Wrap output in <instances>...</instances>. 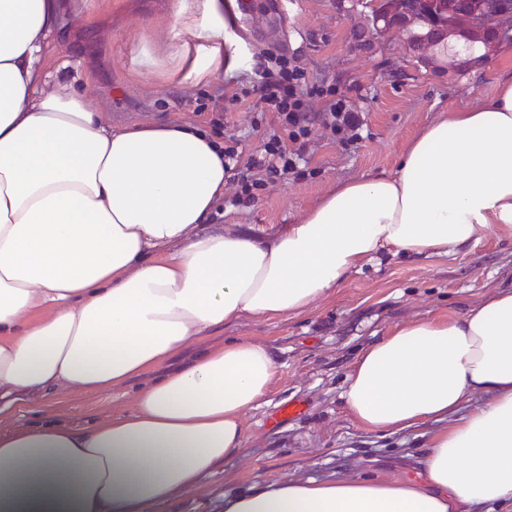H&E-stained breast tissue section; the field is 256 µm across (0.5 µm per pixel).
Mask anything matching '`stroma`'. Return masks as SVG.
<instances>
[{
    "label": "stroma",
    "instance_id": "35a3bbf8",
    "mask_svg": "<svg viewBox=\"0 0 512 512\" xmlns=\"http://www.w3.org/2000/svg\"><path fill=\"white\" fill-rule=\"evenodd\" d=\"M224 0V65L199 78L191 61L202 55L205 19L192 30L173 24L176 0H62L57 31L43 53L48 85L66 83L100 105L113 127L171 122L208 130L221 96L242 97L228 133L246 152L259 149L248 86L239 77L267 48L300 55L310 80L348 96L364 118L363 138L344 145L313 132L298 173L259 191L249 206L219 201L206 227L283 232L331 189L365 175L394 171L408 145L441 112L495 96L512 72V44L485 64L441 74L424 63L406 34L364 30L367 0ZM512 289V224L493 225L479 240L445 256L384 252L351 273L310 309L288 317L237 324L207 334L199 348L246 339L274 354L270 389L243 417L245 441L200 489L167 512H224L225 493L293 478L418 479L422 460L447 422L393 435L362 428L341 393L361 349L397 325L448 319ZM134 386L111 393H52L30 401L0 429L48 419L82 428L131 410ZM299 413H285L288 403Z\"/></svg>",
    "mask_w": 512,
    "mask_h": 512
}]
</instances>
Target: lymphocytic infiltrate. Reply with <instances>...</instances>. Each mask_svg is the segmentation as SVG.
Segmentation results:
<instances>
[{"mask_svg":"<svg viewBox=\"0 0 512 512\" xmlns=\"http://www.w3.org/2000/svg\"><path fill=\"white\" fill-rule=\"evenodd\" d=\"M251 84L257 109L274 113L275 120L265 131L260 150L247 162L239 160L238 139L231 136L224 143L225 167H240L233 177L234 203L255 202L256 189L292 173L308 149L313 130H323L346 145L360 141L363 122L347 97L334 87L310 83L300 57L286 49L265 50L253 68ZM316 100L321 108H313Z\"/></svg>","mask_w":512,"mask_h":512,"instance_id":"1","label":"lymphocytic infiltrate"}]
</instances>
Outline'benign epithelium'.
<instances>
[{
	"instance_id": "7a95c632",
	"label": "benign epithelium",
	"mask_w": 512,
	"mask_h": 512,
	"mask_svg": "<svg viewBox=\"0 0 512 512\" xmlns=\"http://www.w3.org/2000/svg\"><path fill=\"white\" fill-rule=\"evenodd\" d=\"M458 14V23L435 21L428 24L425 33L413 31L415 19L407 12L386 17L367 15L363 18V26L375 30L397 27L407 31L414 48L432 51L425 61L439 72L445 71V66L439 64L441 56H451L453 66L466 69L484 64L498 46L512 43L511 10L502 9L485 22L474 18L472 4L464 2L458 8Z\"/></svg>"
}]
</instances>
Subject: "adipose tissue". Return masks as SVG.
<instances>
[{"label": "adipose tissue", "mask_w": 512, "mask_h": 512, "mask_svg": "<svg viewBox=\"0 0 512 512\" xmlns=\"http://www.w3.org/2000/svg\"><path fill=\"white\" fill-rule=\"evenodd\" d=\"M206 62H224V0ZM57 0H0V415L56 390L139 381L131 412L92 426L0 430V512H162L243 445L271 350L234 339L163 374L206 332L299 314L383 251L448 254L512 224V75L449 111L396 171L339 185L269 241L203 225L224 148L177 124L113 130L73 87L48 85ZM469 413L462 406L474 397ZM345 406L373 432L448 421L424 478L282 479L224 512H462L512 501V290L364 348Z\"/></svg>", "instance_id": "ef3b65f1"}]
</instances>
